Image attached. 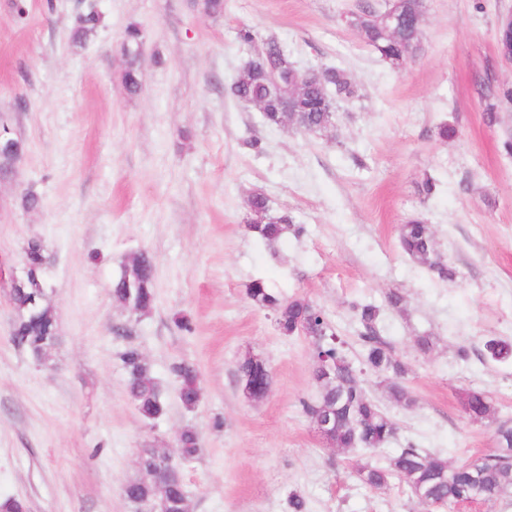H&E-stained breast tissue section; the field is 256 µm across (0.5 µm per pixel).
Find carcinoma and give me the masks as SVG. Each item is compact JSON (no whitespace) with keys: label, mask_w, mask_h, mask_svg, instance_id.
<instances>
[{"label":"carcinoma","mask_w":512,"mask_h":512,"mask_svg":"<svg viewBox=\"0 0 512 512\" xmlns=\"http://www.w3.org/2000/svg\"><path fill=\"white\" fill-rule=\"evenodd\" d=\"M423 10V0H384L381 8L363 7L347 15V23L357 30L363 41L377 52L389 66L395 68L399 59L410 49H421L422 34L417 28L416 15ZM102 20L96 0H86L83 13L73 29L72 43L82 48L87 45ZM243 46L244 58L235 81L228 92L239 102L257 100L267 126L278 128L290 123L294 128L309 133L326 132L336 126V101L358 97V87L342 69L326 68L319 81L311 80L297 91L294 110L283 112L282 99L267 94L270 78L276 77L286 85H293L297 76L287 68L288 56L279 43L259 35L249 27L237 32ZM144 33L136 25L127 27L122 51L125 67L122 81L127 92H141L140 59ZM484 115L488 123L498 121L501 103L512 102V86L486 88L482 91ZM246 206L249 222L248 235L268 249H273L286 236L299 238L305 227L295 223L287 212L276 210L267 196L255 191L248 196ZM399 245L405 256L425 268L442 281L452 282L456 272L440 253L430 225L416 218L402 225ZM24 261L29 275L22 288L10 291L15 312L14 336L11 342L25 350L40 366L47 365L48 354L59 341L57 321L47 301L45 273L51 255L43 240L33 238L24 247ZM155 264L146 252H139L130 264L122 267L112 280V298L127 310L143 316L156 301ZM247 297L253 306L272 312L278 331L284 336L303 334L311 346V378L320 391L315 401H302L306 416L315 421L330 416L336 428L331 437L335 447L359 448L370 453L383 449L396 437V422L363 389V376L370 373L396 406L410 409L415 398L406 379L411 371L391 342L381 334L380 307L365 301L351 303V311L358 323L360 358L350 355L348 342L338 334L321 308L304 298H286L278 289L262 279L252 282ZM482 358L494 362L512 363V340L490 338L478 349ZM129 399L142 419L153 425L168 412V398L159 385L152 367L140 347L128 344L118 353ZM178 383V398L182 407L191 412L199 405V368L187 361L171 365ZM235 373L239 389H244L247 378L259 374L264 392L269 391L272 374L266 360L241 357ZM461 405L465 414L475 422L494 414L493 399L485 392L467 389L462 392ZM497 450L472 460L448 464V460L420 448L408 446L399 449L384 461L371 458L357 464L352 475L363 486L379 491L394 479L402 482L425 507L451 510L461 502L480 494L483 501H493L512 493V423L503 421L495 429ZM178 458L189 462L199 452L198 432L185 427L176 434ZM160 451L146 448L139 458L145 477L130 481L123 487L124 497L134 505L135 512H145L166 504L165 512H188L187 493L179 464L172 456L170 476L156 479Z\"/></svg>","instance_id":"obj_1"}]
</instances>
